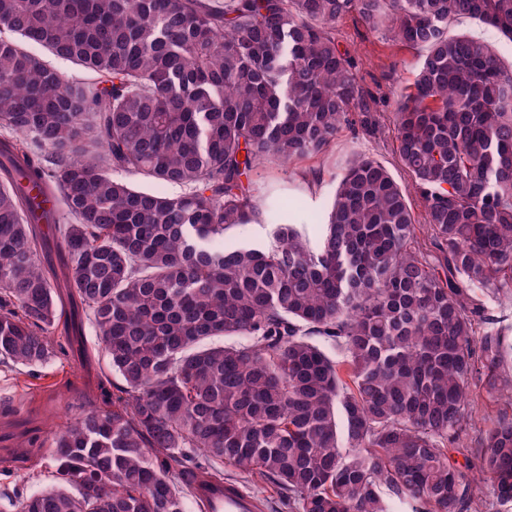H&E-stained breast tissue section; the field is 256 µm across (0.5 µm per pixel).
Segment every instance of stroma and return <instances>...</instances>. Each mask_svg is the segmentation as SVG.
<instances>
[{"mask_svg":"<svg viewBox=\"0 0 512 512\" xmlns=\"http://www.w3.org/2000/svg\"><path fill=\"white\" fill-rule=\"evenodd\" d=\"M336 35L351 55L363 88L375 101V130L343 129L325 157L298 163L295 173L285 175L273 168L251 178L256 198L275 201L291 196L296 173L320 175V196L303 204L298 214L299 223L310 232L315 229L318 211L331 202L337 177L353 155L373 156L397 180L407 179L394 152L393 97L413 81L420 53L395 44L387 28L372 31L350 16L337 21ZM84 343L92 358V366L87 370L63 355L33 376L26 369L0 364V400L12 405L11 410L0 409V508L8 507L18 496L39 493L50 485L51 479L45 475L35 481L27 478L29 465L48 454L47 449L28 446V432L35 428L46 432L64 429L80 414L83 392L93 388L97 371L108 368L97 329L89 322L84 325Z\"/></svg>","mask_w":512,"mask_h":512,"instance_id":"35a3bbf8","label":"stroma"}]
</instances>
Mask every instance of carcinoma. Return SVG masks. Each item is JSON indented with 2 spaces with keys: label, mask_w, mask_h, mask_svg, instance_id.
<instances>
[{
  "label": "carcinoma",
  "mask_w": 512,
  "mask_h": 512,
  "mask_svg": "<svg viewBox=\"0 0 512 512\" xmlns=\"http://www.w3.org/2000/svg\"><path fill=\"white\" fill-rule=\"evenodd\" d=\"M350 13L424 52L395 109L409 181L354 157L315 242L278 200L277 245L224 248L255 216L251 175L366 112L335 33ZM461 18L512 42V0H0V363L84 366L90 320L122 380L31 435L52 485L13 512H206L197 479L226 463L288 512L482 501L451 451L472 380L512 398L491 314L512 301V61L450 33ZM477 442L512 505V416Z\"/></svg>",
  "instance_id": "cac0c4a2"
}]
</instances>
